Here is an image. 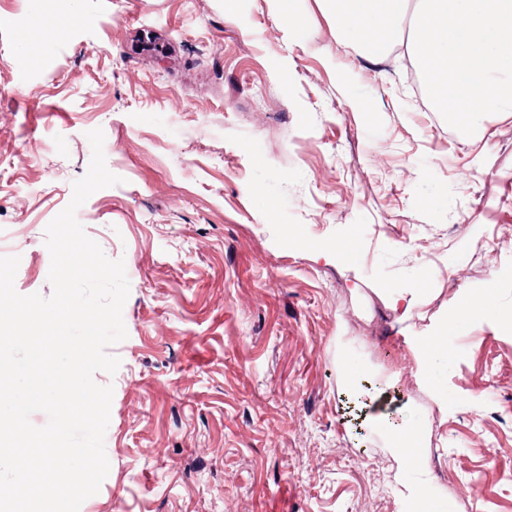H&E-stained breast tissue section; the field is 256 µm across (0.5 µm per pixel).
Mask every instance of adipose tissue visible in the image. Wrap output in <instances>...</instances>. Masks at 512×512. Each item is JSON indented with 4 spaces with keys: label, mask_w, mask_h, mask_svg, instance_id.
<instances>
[{
    "label": "adipose tissue",
    "mask_w": 512,
    "mask_h": 512,
    "mask_svg": "<svg viewBox=\"0 0 512 512\" xmlns=\"http://www.w3.org/2000/svg\"><path fill=\"white\" fill-rule=\"evenodd\" d=\"M493 288L464 292L449 318L440 319L434 330H424L411 337L417 369L423 387L436 404L448 403L443 382L456 357L448 348V331H460L476 320L493 319L504 330L512 332V312H504L492 303ZM428 424L427 411L414 414L402 427L389 429V445L400 464L395 493L402 512H452L453 505L436 494L422 449V438Z\"/></svg>",
    "instance_id": "1"
}]
</instances>
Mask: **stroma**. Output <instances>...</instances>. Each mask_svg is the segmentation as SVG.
<instances>
[{"label": "stroma", "instance_id": "stroma-1", "mask_svg": "<svg viewBox=\"0 0 512 512\" xmlns=\"http://www.w3.org/2000/svg\"><path fill=\"white\" fill-rule=\"evenodd\" d=\"M74 0L75 20L23 47L34 0H0V256L50 296L49 222L102 129L108 169L76 217L125 262L127 337L105 450L80 512H401L384 435L354 428L338 357L353 349L427 409L436 489L459 512H512V335L473 322L447 408L408 336L494 280L512 309V113L464 137L408 78L370 63L319 0ZM350 266L284 245L335 243ZM420 285L411 316L385 287ZM340 236L341 239L337 241L336 248L327 244L317 245L314 248L318 257L323 258L327 262L332 261L339 267L347 264L348 257L359 240V229L353 224H344L341 227Z\"/></svg>", "mask_w": 512, "mask_h": 512}]
</instances>
